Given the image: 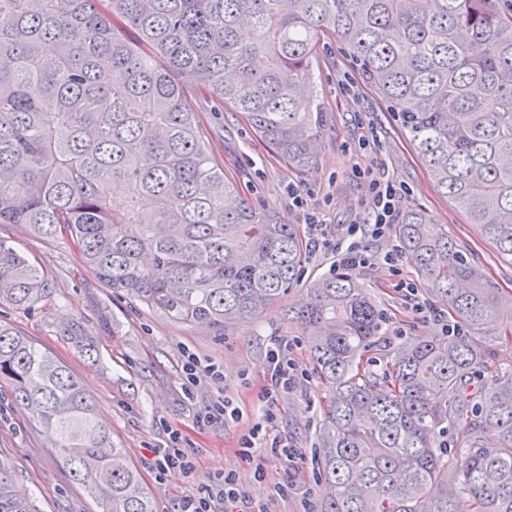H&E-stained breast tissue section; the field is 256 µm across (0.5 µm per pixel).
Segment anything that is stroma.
Wrapping results in <instances>:
<instances>
[{
  "instance_id": "1",
  "label": "stroma",
  "mask_w": 512,
  "mask_h": 512,
  "mask_svg": "<svg viewBox=\"0 0 512 512\" xmlns=\"http://www.w3.org/2000/svg\"><path fill=\"white\" fill-rule=\"evenodd\" d=\"M312 92L322 107L318 164L300 174L275 156L238 112L219 100L197 94L193 105L209 134L211 150L223 157L224 171L240 198L275 208L287 224H302L301 212L288 197L289 185L304 189L311 209L328 224H350L364 215V169L383 164L406 193L402 211L420 210L439 232L477 265L501 292L512 294V259L484 239L476 225L441 195L421 164L397 117L358 73L352 58L334 39H322L312 61ZM0 238L34 261L49 277L47 299L29 310L0 305V321L35 346L52 352L84 384L99 418L124 448L152 495L157 512H173L181 498L233 474L237 488L254 512H320L328 492L319 474L317 445L323 429V393L312 374L308 338L287 323L289 303L327 276L330 255L308 256L302 274L280 300L256 318L225 326L223 332L173 321L107 287L85 266L72 239H45L22 224H0ZM354 279L376 301L384 321L367 360L381 365L403 340L442 337V325L416 315L392 287L379 262L359 268ZM80 323L99 347L98 361L88 360L67 340L71 323ZM284 345L293 382L272 406L265 424L269 438L294 448L296 468H287L269 449L242 458L241 441L262 423L260 395L269 376V352ZM212 365L224 379L187 380V358ZM239 407V422L215 421L198 428L194 416L218 399ZM181 432L199 451L192 475L177 472L156 479L151 450ZM13 476L17 492L33 497L41 512H98L96 502L54 457L50 442L32 414L0 386V463Z\"/></svg>"
}]
</instances>
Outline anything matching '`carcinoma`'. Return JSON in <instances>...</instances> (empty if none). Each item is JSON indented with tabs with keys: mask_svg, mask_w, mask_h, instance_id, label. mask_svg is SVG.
<instances>
[{
	"mask_svg": "<svg viewBox=\"0 0 512 512\" xmlns=\"http://www.w3.org/2000/svg\"><path fill=\"white\" fill-rule=\"evenodd\" d=\"M504 0H0V224L66 234L110 288L216 331L297 281L306 243L267 206H230L189 87L239 112L300 174L316 165L310 98L320 37L344 45L398 115L436 188L512 256V11ZM398 238L466 334L406 340L377 370V304L350 276L316 283L288 319L310 336L325 399L320 512H512V294L488 285L422 211ZM49 278L0 239V304L30 309ZM77 351L97 359L89 337ZM494 370L491 380L477 383ZM0 381L102 512H156L82 382L0 323ZM453 432L456 451L445 437ZM497 436L493 445L484 433ZM0 512H39L0 465Z\"/></svg>",
	"mask_w": 512,
	"mask_h": 512,
	"instance_id": "cac0c4a2",
	"label": "carcinoma"
}]
</instances>
